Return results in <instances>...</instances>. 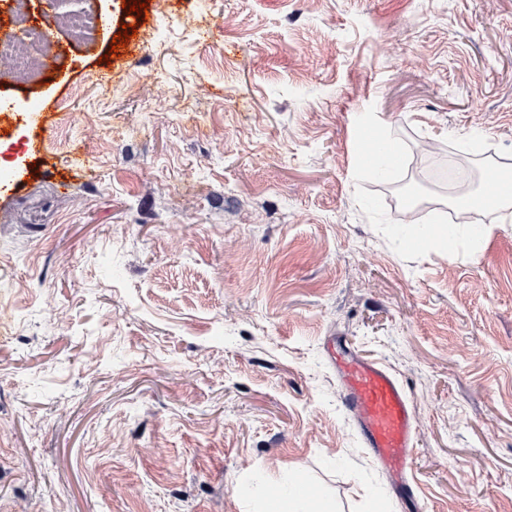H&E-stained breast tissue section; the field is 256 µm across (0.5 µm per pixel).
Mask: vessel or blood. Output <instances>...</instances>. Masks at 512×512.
Instances as JSON below:
<instances>
[{
    "instance_id": "1",
    "label": "vessel or blood",
    "mask_w": 512,
    "mask_h": 512,
    "mask_svg": "<svg viewBox=\"0 0 512 512\" xmlns=\"http://www.w3.org/2000/svg\"><path fill=\"white\" fill-rule=\"evenodd\" d=\"M332 360L341 380V400L356 421L365 448L392 478L397 490L412 496L408 470L414 449V415L399 380L381 364L338 343Z\"/></svg>"
}]
</instances>
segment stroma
<instances>
[{"label":"stroma","mask_w":512,"mask_h":512,"mask_svg":"<svg viewBox=\"0 0 512 512\" xmlns=\"http://www.w3.org/2000/svg\"><path fill=\"white\" fill-rule=\"evenodd\" d=\"M39 2L64 57L0 66L55 107L0 136V512H263L301 474L339 512H512V216L459 222L417 159L512 169V0H73L88 42ZM406 180L449 245L396 235ZM334 336L410 398L413 501Z\"/></svg>","instance_id":"stroma-1"}]
</instances>
